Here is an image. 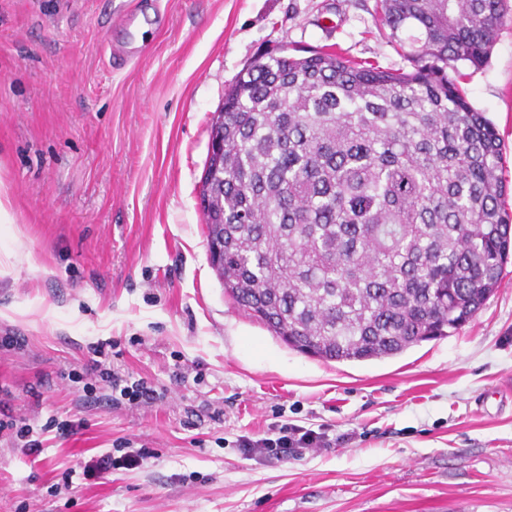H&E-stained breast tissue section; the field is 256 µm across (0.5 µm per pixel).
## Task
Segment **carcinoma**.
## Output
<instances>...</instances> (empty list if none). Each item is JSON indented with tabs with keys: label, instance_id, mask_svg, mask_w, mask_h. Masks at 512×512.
<instances>
[{
	"label": "carcinoma",
	"instance_id": "1",
	"mask_svg": "<svg viewBox=\"0 0 512 512\" xmlns=\"http://www.w3.org/2000/svg\"><path fill=\"white\" fill-rule=\"evenodd\" d=\"M410 71L339 53L254 61L224 95L202 188L224 290L289 346L393 357L450 336L512 254L502 140L448 69L482 65L508 0H379Z\"/></svg>",
	"mask_w": 512,
	"mask_h": 512
}]
</instances>
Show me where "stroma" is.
Listing matches in <instances>:
<instances>
[{"label": "stroma", "instance_id": "stroma-1", "mask_svg": "<svg viewBox=\"0 0 512 512\" xmlns=\"http://www.w3.org/2000/svg\"><path fill=\"white\" fill-rule=\"evenodd\" d=\"M281 49L411 68L377 0H0V386L16 422L76 428L34 453L0 432V512H512V261L452 336L354 362L289 348L210 265L211 122ZM460 71L512 182V12ZM100 345L160 400L111 406ZM283 423L333 444L238 448ZM123 441L139 467L83 475ZM239 448L248 455L258 454L267 460H281L288 456L301 457L317 449L332 445L325 429L318 431L304 426L285 423L279 427L278 437L253 440L241 437Z\"/></svg>", "mask_w": 512, "mask_h": 512}]
</instances>
